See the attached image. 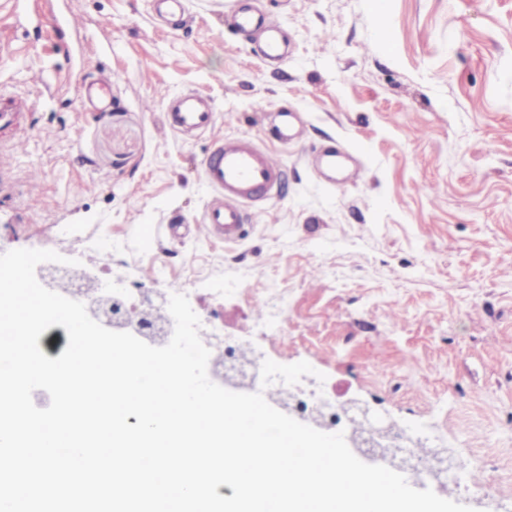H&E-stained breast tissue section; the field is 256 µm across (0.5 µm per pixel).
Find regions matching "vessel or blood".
Returning a JSON list of instances; mask_svg holds the SVG:
<instances>
[{
    "label": "vessel or blood",
    "instance_id": "1",
    "mask_svg": "<svg viewBox=\"0 0 512 512\" xmlns=\"http://www.w3.org/2000/svg\"><path fill=\"white\" fill-rule=\"evenodd\" d=\"M249 3L233 0L228 14L232 26L243 31L261 30L263 55L286 57L278 26L268 16L255 13ZM165 119L179 133H212L215 127V112L198 92L175 99ZM202 174L214 196L206 205L200 228L209 237L234 242L240 239L246 222L245 205L276 191L286 170L274 153L258 146L251 137L215 136L214 148L202 163Z\"/></svg>",
    "mask_w": 512,
    "mask_h": 512
}]
</instances>
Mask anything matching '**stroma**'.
Wrapping results in <instances>:
<instances>
[{"instance_id": "obj_1", "label": "stroma", "mask_w": 512, "mask_h": 512, "mask_svg": "<svg viewBox=\"0 0 512 512\" xmlns=\"http://www.w3.org/2000/svg\"><path fill=\"white\" fill-rule=\"evenodd\" d=\"M185 0H0V254L47 249L140 290L185 294L206 331L251 343L302 390L434 432L466 465L454 501L512 498V0H258L277 64ZM76 15L81 27L59 33ZM112 74V101L83 89ZM204 93L214 134L166 124ZM296 136L272 140L276 112ZM246 135L287 169L238 243L191 233L213 191V135ZM21 141L12 150V141ZM356 158L328 185L316 151ZM32 103L22 98H2L0 99V125H11L17 116L26 112Z\"/></svg>"}]
</instances>
